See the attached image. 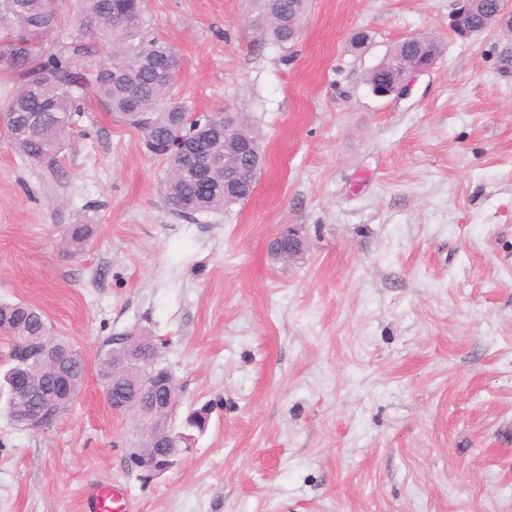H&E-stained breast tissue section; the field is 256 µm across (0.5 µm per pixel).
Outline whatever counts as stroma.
<instances>
[{
	"instance_id": "35a3bbf8",
	"label": "stroma",
	"mask_w": 512,
	"mask_h": 512,
	"mask_svg": "<svg viewBox=\"0 0 512 512\" xmlns=\"http://www.w3.org/2000/svg\"><path fill=\"white\" fill-rule=\"evenodd\" d=\"M182 61L192 114L259 132L253 196L190 218L164 164L91 101L56 165L0 137V303H26L86 360L40 428L0 411V512H80L95 483L134 512H512V73L500 33L457 38L454 0H311L297 38L261 40L245 0H144ZM365 32L368 42L355 46ZM412 35L442 53L404 96L369 72ZM96 234L78 255L61 236ZM303 226V260L272 258ZM162 345L181 425L205 431L163 472L131 453L97 354ZM94 229L89 224H75L65 231V245L70 254L83 250L88 240L93 236Z\"/></svg>"
}]
</instances>
